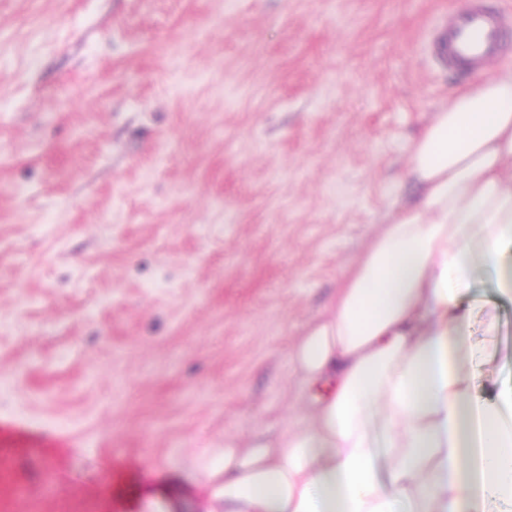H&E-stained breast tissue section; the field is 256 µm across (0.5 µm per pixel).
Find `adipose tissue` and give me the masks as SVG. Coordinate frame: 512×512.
Returning <instances> with one entry per match:
<instances>
[{
	"label": "adipose tissue",
	"mask_w": 512,
	"mask_h": 512,
	"mask_svg": "<svg viewBox=\"0 0 512 512\" xmlns=\"http://www.w3.org/2000/svg\"><path fill=\"white\" fill-rule=\"evenodd\" d=\"M416 199L291 344L299 416L225 439L209 512H486L512 504V387L459 354L476 264L512 246V67L473 78L411 143Z\"/></svg>",
	"instance_id": "ef3b65f1"
}]
</instances>
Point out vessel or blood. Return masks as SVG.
Returning a JSON list of instances; mask_svg holds the SVG:
<instances>
[{
	"label": "vessel or blood",
	"mask_w": 512,
	"mask_h": 512,
	"mask_svg": "<svg viewBox=\"0 0 512 512\" xmlns=\"http://www.w3.org/2000/svg\"><path fill=\"white\" fill-rule=\"evenodd\" d=\"M503 28L502 19L487 11L482 0H472L471 8L433 42L432 52L455 70H480L500 55L506 39Z\"/></svg>",
	"instance_id": "vessel-or-blood-1"
}]
</instances>
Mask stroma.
Instances as JSON below:
<instances>
[{
    "label": "stroma",
    "mask_w": 512,
    "mask_h": 512,
    "mask_svg": "<svg viewBox=\"0 0 512 512\" xmlns=\"http://www.w3.org/2000/svg\"><path fill=\"white\" fill-rule=\"evenodd\" d=\"M469 0H0V500L205 512L293 410L287 347L412 201ZM481 267L474 392L512 383Z\"/></svg>",
    "instance_id": "35a3bbf8"
}]
</instances>
